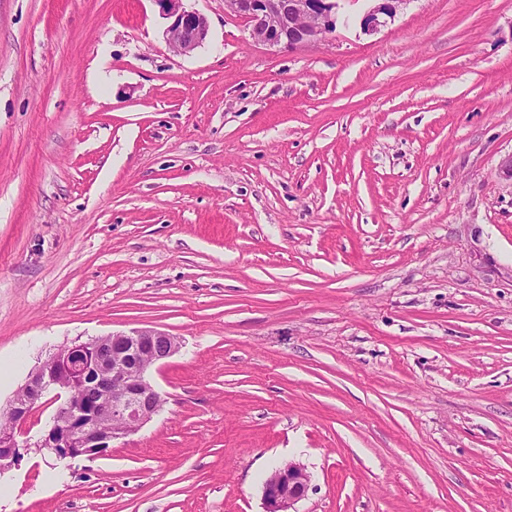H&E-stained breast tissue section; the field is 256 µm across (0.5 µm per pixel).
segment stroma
Segmentation results:
<instances>
[{
    "mask_svg": "<svg viewBox=\"0 0 512 512\" xmlns=\"http://www.w3.org/2000/svg\"><path fill=\"white\" fill-rule=\"evenodd\" d=\"M0 0V403L60 346L176 336L106 455L23 428L0 512H512V0L256 44L224 0ZM182 1L154 0L163 18L169 20L166 36L171 48L180 55H188L204 43L209 25L203 14L184 9ZM310 481V474L301 464L275 468L263 484L264 512H296L292 509L306 496Z\"/></svg>",
    "mask_w": 512,
    "mask_h": 512,
    "instance_id": "stroma-1",
    "label": "stroma"
}]
</instances>
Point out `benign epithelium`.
I'll return each mask as SVG.
<instances>
[{
	"label": "benign epithelium",
	"instance_id": "benign-epithelium-1",
	"mask_svg": "<svg viewBox=\"0 0 512 512\" xmlns=\"http://www.w3.org/2000/svg\"><path fill=\"white\" fill-rule=\"evenodd\" d=\"M169 20L166 36L174 52L188 55L200 47L209 32L207 18L182 7V0H154ZM407 0H374L363 18L371 33L392 18ZM340 0H224V11L243 19L255 42L288 50L326 39L336 30ZM179 348L177 337L159 330L112 333L58 348L34 367L0 415L10 420L0 431V473L18 467L22 428L36 403L53 389L63 402L48 430L36 443L60 458H97L116 439L141 429L164 404L149 379ZM83 381L93 391L92 401L74 397L73 383ZM310 486V474L299 463L275 468L263 484L264 512H294Z\"/></svg>",
	"mask_w": 512,
	"mask_h": 512
}]
</instances>
